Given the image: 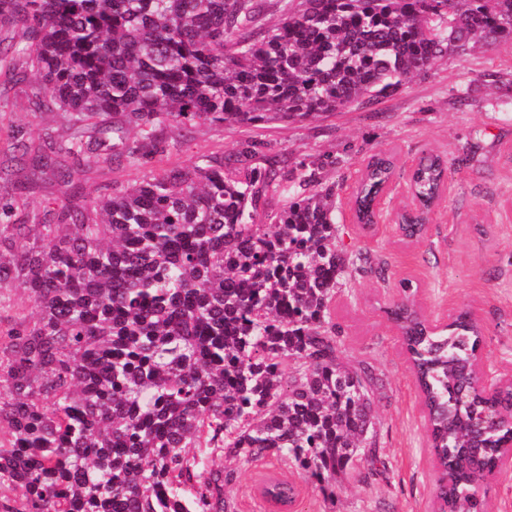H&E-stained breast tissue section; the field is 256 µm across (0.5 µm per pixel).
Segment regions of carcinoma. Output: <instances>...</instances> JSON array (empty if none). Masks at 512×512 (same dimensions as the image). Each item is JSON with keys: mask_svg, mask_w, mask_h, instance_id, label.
<instances>
[{"mask_svg": "<svg viewBox=\"0 0 512 512\" xmlns=\"http://www.w3.org/2000/svg\"><path fill=\"white\" fill-rule=\"evenodd\" d=\"M269 0H0V71L63 112L70 134L31 152L8 130L0 166V512H226L230 470L188 448L253 461L275 455L320 489L375 474L377 377L339 356L333 305L367 260L340 243L336 185L288 155L171 161L188 126L302 122L380 101L448 56L512 43V0H289L254 31ZM123 162L140 183L70 198L78 170ZM28 166L49 172L61 204L28 213ZM446 163L423 157L411 185L424 230ZM393 175L366 166L358 220ZM279 204L269 207L267 197ZM22 288L36 315L12 311ZM412 362L439 477L442 512H483L478 476L507 465L512 382L489 399L471 374L482 336L466 312L442 329L405 300L390 309ZM263 496L292 508L294 483Z\"/></svg>", "mask_w": 512, "mask_h": 512, "instance_id": "1", "label": "carcinoma"}]
</instances>
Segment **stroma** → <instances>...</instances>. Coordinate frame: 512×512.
<instances>
[{
    "mask_svg": "<svg viewBox=\"0 0 512 512\" xmlns=\"http://www.w3.org/2000/svg\"><path fill=\"white\" fill-rule=\"evenodd\" d=\"M512 72V44L499 43L463 59L446 58L407 81L381 101L295 124L262 129L194 126L179 156L236 154L243 139L260 141L264 154L288 153L293 160L324 163L326 182L336 186V225L350 242L368 252L369 266L343 280L334 319L342 330L343 361L369 363L378 377L372 401L376 443L386 468L364 480L349 479L335 495L298 480L297 512H435L437 473L409 362L386 309L400 295L401 281L417 287L416 302L429 318L450 319L462 311L479 322L482 359L503 380H512V83L496 73ZM0 93L10 101L0 112V162L12 145L2 127L17 125L31 147L46 131L64 135L62 112L36 109L24 87L0 73ZM467 103H460V95ZM429 151L448 162L447 187L417 242L404 240L395 226L397 212L411 206L409 175ZM393 155L396 170L375 230H362L350 203L351 188L370 155ZM136 166L104 163L81 168L76 183L82 198L110 193L141 181ZM210 465L235 471L226 486L228 512H265L256 487L265 475L292 477L283 462L265 457L243 462L221 452Z\"/></svg>",
    "mask_w": 512,
    "mask_h": 512,
    "instance_id": "obj_1",
    "label": "stroma"
}]
</instances>
